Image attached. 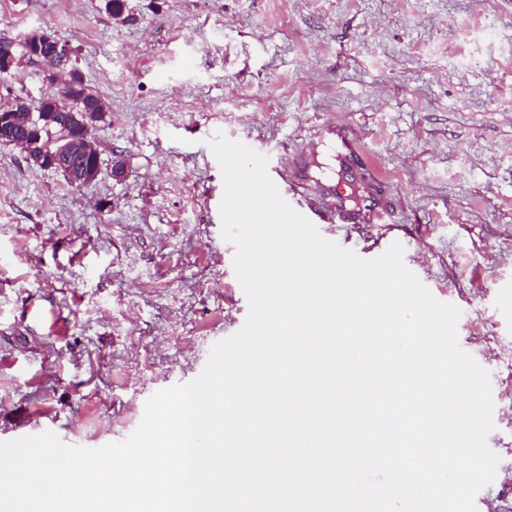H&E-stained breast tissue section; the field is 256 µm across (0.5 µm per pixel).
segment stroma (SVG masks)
Returning a JSON list of instances; mask_svg holds the SVG:
<instances>
[{"label": "stroma", "instance_id": "obj_1", "mask_svg": "<svg viewBox=\"0 0 512 512\" xmlns=\"http://www.w3.org/2000/svg\"><path fill=\"white\" fill-rule=\"evenodd\" d=\"M0 0V34L39 30L109 112L94 180L0 143V442L125 440L249 305L221 235L216 134L259 153L354 127L390 197L392 243L491 376L487 443L512 473V0Z\"/></svg>", "mask_w": 512, "mask_h": 512}]
</instances>
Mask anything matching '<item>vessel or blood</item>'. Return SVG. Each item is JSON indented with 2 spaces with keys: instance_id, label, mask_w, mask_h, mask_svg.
<instances>
[{
  "instance_id": "1",
  "label": "vessel or blood",
  "mask_w": 512,
  "mask_h": 512,
  "mask_svg": "<svg viewBox=\"0 0 512 512\" xmlns=\"http://www.w3.org/2000/svg\"><path fill=\"white\" fill-rule=\"evenodd\" d=\"M324 135L333 138L337 145L336 177L345 180L353 174H360L358 183L359 199L355 205L337 196L333 185L319 183L314 188V198L300 203L294 189L287 183H280L278 190L282 197L294 206L295 210L313 224H381L388 214L382 200V186L369 173L370 165L364 155L358 133L350 127L339 128L333 125L324 127Z\"/></svg>"
}]
</instances>
